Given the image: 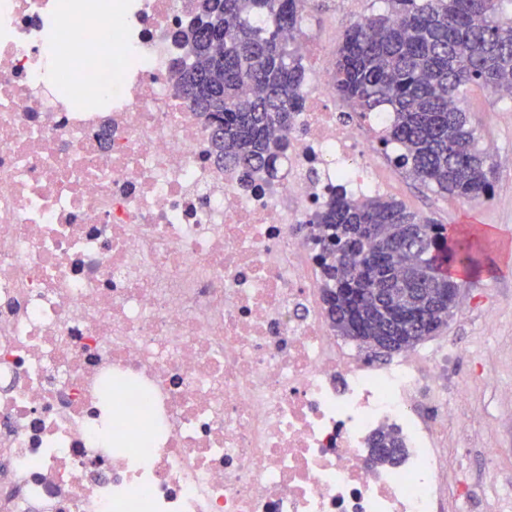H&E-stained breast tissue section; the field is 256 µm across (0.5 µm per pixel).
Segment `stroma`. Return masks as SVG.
<instances>
[{
	"mask_svg": "<svg viewBox=\"0 0 512 512\" xmlns=\"http://www.w3.org/2000/svg\"><path fill=\"white\" fill-rule=\"evenodd\" d=\"M386 8L385 0H324L321 11H309L303 29L319 33L322 56L332 63L348 28ZM462 106L495 166L492 198L448 197L384 158L379 168L388 177L390 198L478 241L477 264L463 278L465 289L457 308L439 335L423 346L436 350L456 343L473 351L472 356L455 360L448 375L449 381L471 383L464 426L448 431L449 464L461 481L459 495L483 493L464 512H495V490L481 488L488 449L497 450L504 473L512 481V401L504 394L512 388V248L507 245L512 239V98L476 89ZM490 310L496 314L492 323L485 320ZM486 369L497 372L498 385L483 383L481 373Z\"/></svg>",
	"mask_w": 512,
	"mask_h": 512,
	"instance_id": "35a3bbf8",
	"label": "stroma"
}]
</instances>
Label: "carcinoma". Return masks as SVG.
<instances>
[{
	"instance_id": "1",
	"label": "carcinoma",
	"mask_w": 512,
	"mask_h": 512,
	"mask_svg": "<svg viewBox=\"0 0 512 512\" xmlns=\"http://www.w3.org/2000/svg\"><path fill=\"white\" fill-rule=\"evenodd\" d=\"M200 19L182 33L185 58L173 66L176 86L212 128L219 164L278 178L287 142L274 139L303 110L305 69L284 33L302 31L309 0H199ZM390 10L347 30L333 65L336 96L365 120L390 113L378 131L382 154L437 192L488 198L495 169L460 102L481 88L512 97V16L503 0H388ZM323 227L318 262L323 295L337 334L402 336L396 351L439 333L448 307L421 306L431 328L393 327L385 312L407 288H446L453 267L474 264L472 241L383 196L355 199L342 186L314 215ZM373 448H387L381 464L404 455L395 435L380 432Z\"/></svg>"
}]
</instances>
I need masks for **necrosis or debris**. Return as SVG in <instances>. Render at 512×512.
Listing matches in <instances>:
<instances>
[{"mask_svg": "<svg viewBox=\"0 0 512 512\" xmlns=\"http://www.w3.org/2000/svg\"><path fill=\"white\" fill-rule=\"evenodd\" d=\"M197 4L0 0V512H446L464 350L347 348L310 221L385 189L388 115L324 66L281 182L217 165L171 75ZM372 447L373 456L376 448H378V454L384 452L387 448H390L387 454V459H380L376 457L377 463L395 464L398 463L404 455V448H402L401 441L397 436L390 433H378L375 436Z\"/></svg>", "mask_w": 512, "mask_h": 512, "instance_id": "obj_1", "label": "necrosis or debris"}]
</instances>
